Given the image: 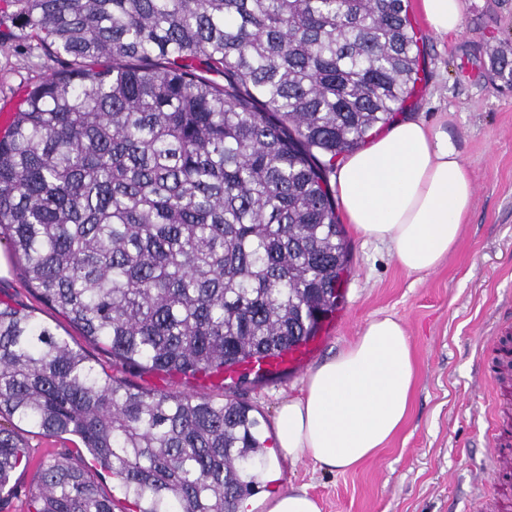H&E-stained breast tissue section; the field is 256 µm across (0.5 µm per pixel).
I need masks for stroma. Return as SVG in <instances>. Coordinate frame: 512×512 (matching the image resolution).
<instances>
[{"label": "stroma", "instance_id": "stroma-1", "mask_svg": "<svg viewBox=\"0 0 512 512\" xmlns=\"http://www.w3.org/2000/svg\"><path fill=\"white\" fill-rule=\"evenodd\" d=\"M410 16L420 41L421 73L402 115L447 132L468 167L475 187L473 209L455 251L436 270L411 274L390 246L363 240L352 226L344 233L351 267L342 298L310 343L300 369L256 379L238 373L232 386L216 378L186 379L146 367L128 368L104 343L83 340L65 317L44 304L28 283L21 261L0 278V300L33 310L56 335L80 343L91 364L116 380L148 391L197 392L221 402L253 406L273 431L281 400L298 395L305 376L354 342L370 318L392 315L405 326L412 347L415 385L410 413L395 437L358 469L330 472L309 460L280 461L269 481L248 501L264 512L265 497L306 488L322 512H470L471 488L512 512V477L494 476L490 446L493 407L512 412V388L495 394L480 373L484 336L512 326V90L487 79V46L512 42V0H465L462 31L433 35L417 7ZM29 31L15 7L0 0V108L66 59L31 51ZM33 463L76 454L68 438H48L28 426L17 428ZM19 468L15 493L0 512H27L34 470Z\"/></svg>", "mask_w": 512, "mask_h": 512}]
</instances>
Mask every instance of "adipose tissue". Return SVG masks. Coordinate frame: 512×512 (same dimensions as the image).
I'll return each instance as SVG.
<instances>
[{"label":"adipose tissue","instance_id":"ef3b65f1","mask_svg":"<svg viewBox=\"0 0 512 512\" xmlns=\"http://www.w3.org/2000/svg\"><path fill=\"white\" fill-rule=\"evenodd\" d=\"M429 30L460 33L465 0H419ZM342 212L363 238L393 248L410 273L435 270L456 248L474 183L445 132L401 118L333 175ZM414 386L403 324L375 317L356 341L311 370L274 417L272 454L346 472L373 457L407 419Z\"/></svg>","mask_w":512,"mask_h":512}]
</instances>
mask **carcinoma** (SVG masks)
I'll use <instances>...</instances> for the list:
<instances>
[{
	"mask_svg": "<svg viewBox=\"0 0 512 512\" xmlns=\"http://www.w3.org/2000/svg\"><path fill=\"white\" fill-rule=\"evenodd\" d=\"M13 2L76 65L0 136V241L40 299L122 364L184 376L316 335L350 260L336 158L418 81L408 0ZM511 54L491 52L493 85ZM7 422L77 438L135 512H239L266 467L248 404L122 385L0 301V493L30 459ZM28 512L112 500L56 457Z\"/></svg>",
	"mask_w": 512,
	"mask_h": 512,
	"instance_id": "carcinoma-1",
	"label": "carcinoma"
}]
</instances>
